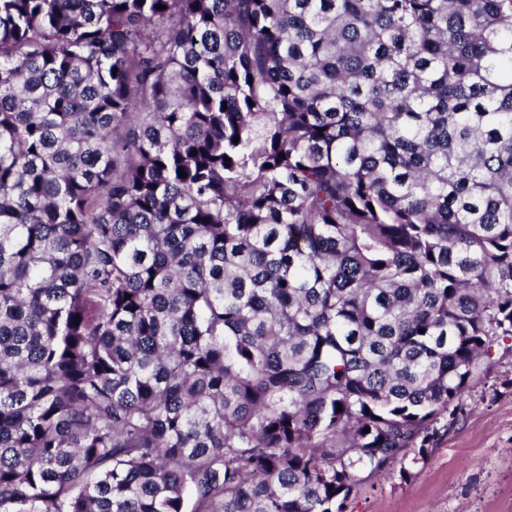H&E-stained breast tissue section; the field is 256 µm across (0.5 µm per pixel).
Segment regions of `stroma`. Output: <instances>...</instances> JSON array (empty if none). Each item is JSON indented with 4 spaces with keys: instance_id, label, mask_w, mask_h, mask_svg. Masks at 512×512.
Returning <instances> with one entry per match:
<instances>
[{
    "instance_id": "obj_1",
    "label": "stroma",
    "mask_w": 512,
    "mask_h": 512,
    "mask_svg": "<svg viewBox=\"0 0 512 512\" xmlns=\"http://www.w3.org/2000/svg\"><path fill=\"white\" fill-rule=\"evenodd\" d=\"M465 412L408 479L385 471L350 497L347 512H512V351L493 352Z\"/></svg>"
}]
</instances>
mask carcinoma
I'll return each mask as SVG.
<instances>
[{
  "mask_svg": "<svg viewBox=\"0 0 512 512\" xmlns=\"http://www.w3.org/2000/svg\"><path fill=\"white\" fill-rule=\"evenodd\" d=\"M509 340L512 0H0V512H346Z\"/></svg>",
  "mask_w": 512,
  "mask_h": 512,
  "instance_id": "carcinoma-1",
  "label": "carcinoma"
}]
</instances>
